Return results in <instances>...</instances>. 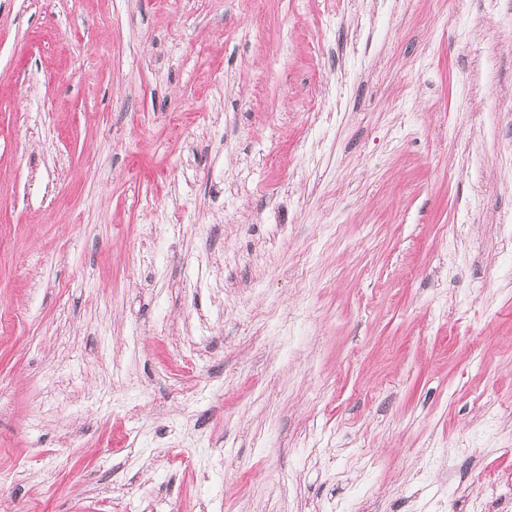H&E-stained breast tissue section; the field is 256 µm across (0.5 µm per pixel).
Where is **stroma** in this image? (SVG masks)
<instances>
[{"label":"stroma","instance_id":"stroma-1","mask_svg":"<svg viewBox=\"0 0 512 512\" xmlns=\"http://www.w3.org/2000/svg\"><path fill=\"white\" fill-rule=\"evenodd\" d=\"M512 512V0H0V512Z\"/></svg>","mask_w":512,"mask_h":512}]
</instances>
